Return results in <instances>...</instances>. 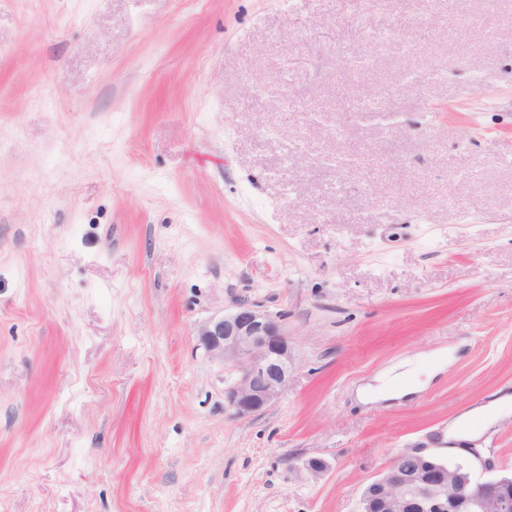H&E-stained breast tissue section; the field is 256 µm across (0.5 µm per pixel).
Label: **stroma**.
I'll return each mask as SVG.
<instances>
[{
    "mask_svg": "<svg viewBox=\"0 0 512 512\" xmlns=\"http://www.w3.org/2000/svg\"><path fill=\"white\" fill-rule=\"evenodd\" d=\"M410 2L342 43L341 0H0V512H358L419 446L512 475V0ZM242 300L295 369L238 418L198 329Z\"/></svg>",
    "mask_w": 512,
    "mask_h": 512,
    "instance_id": "obj_1",
    "label": "stroma"
}]
</instances>
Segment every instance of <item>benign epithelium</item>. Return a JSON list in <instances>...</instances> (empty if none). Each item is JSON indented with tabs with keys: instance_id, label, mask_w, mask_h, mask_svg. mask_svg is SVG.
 I'll use <instances>...</instances> for the list:
<instances>
[{
	"instance_id": "obj_1",
	"label": "benign epithelium",
	"mask_w": 512,
	"mask_h": 512,
	"mask_svg": "<svg viewBox=\"0 0 512 512\" xmlns=\"http://www.w3.org/2000/svg\"><path fill=\"white\" fill-rule=\"evenodd\" d=\"M200 341L239 378L224 390L227 409L246 417L282 396L294 371L288 333L281 320L259 306L239 302L205 322ZM360 512H512V477L478 480L422 447L399 452L390 467L363 491Z\"/></svg>"
}]
</instances>
